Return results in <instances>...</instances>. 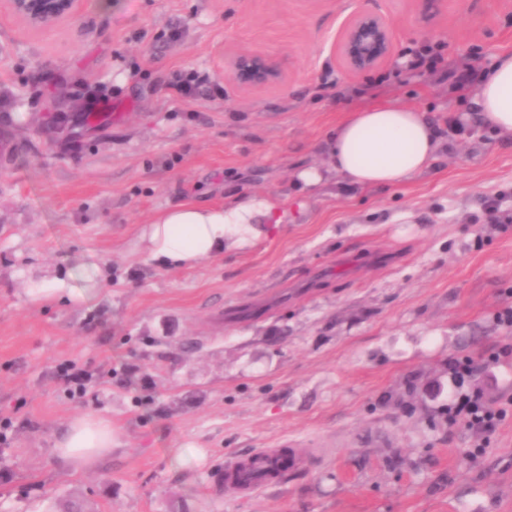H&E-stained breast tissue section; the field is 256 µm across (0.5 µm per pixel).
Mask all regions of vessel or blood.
Wrapping results in <instances>:
<instances>
[{
	"label": "vessel or blood",
	"mask_w": 512,
	"mask_h": 512,
	"mask_svg": "<svg viewBox=\"0 0 512 512\" xmlns=\"http://www.w3.org/2000/svg\"><path fill=\"white\" fill-rule=\"evenodd\" d=\"M302 456L296 453L282 454L275 448H257L245 458H233L224 468V489L228 492L251 493L276 481L282 468H298Z\"/></svg>",
	"instance_id": "b4317fda"
}]
</instances>
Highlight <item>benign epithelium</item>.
<instances>
[{
  "instance_id": "obj_1",
  "label": "benign epithelium",
  "mask_w": 512,
  "mask_h": 512,
  "mask_svg": "<svg viewBox=\"0 0 512 512\" xmlns=\"http://www.w3.org/2000/svg\"><path fill=\"white\" fill-rule=\"evenodd\" d=\"M12 12L36 27H48L73 15L78 0H9ZM334 49L350 74L359 76L394 60V32L378 14L355 11L343 23ZM232 79L244 89L279 83L282 69L273 57L257 50L239 52L230 61Z\"/></svg>"
}]
</instances>
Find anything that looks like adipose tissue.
I'll return each instance as SVG.
<instances>
[{"mask_svg":"<svg viewBox=\"0 0 512 512\" xmlns=\"http://www.w3.org/2000/svg\"><path fill=\"white\" fill-rule=\"evenodd\" d=\"M472 111L478 121L512 135V53L499 54L480 78ZM445 149V138L425 112L369 105L337 126L327 167H297L294 183L309 194L333 176L352 189L386 188L427 172ZM284 207V202L257 193H233L220 205H171L151 220L145 249L164 267H191L224 251L251 247L261 234L257 218L280 225ZM112 446L111 421L78 416L68 422L55 451L71 470L81 472L94 468Z\"/></svg>","mask_w":512,"mask_h":512,"instance_id":"adipose-tissue-1","label":"adipose tissue"}]
</instances>
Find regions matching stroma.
Here are the masks:
<instances>
[{
    "label": "stroma",
    "mask_w": 512,
    "mask_h": 512,
    "mask_svg": "<svg viewBox=\"0 0 512 512\" xmlns=\"http://www.w3.org/2000/svg\"><path fill=\"white\" fill-rule=\"evenodd\" d=\"M394 29V62L348 74L332 45L348 14ZM448 46V69L407 49ZM277 58L246 91L236 53ZM512 51V0H79L37 28L0 0V512H512V416L479 436L448 424V361L472 358L487 399L512 397V137L460 123L476 81ZM192 88V99L174 86ZM428 112L448 136L428 172L385 189L292 174L328 163L349 112ZM97 113L79 138L47 128ZM250 191L288 200L248 250L191 268L141 241L175 203ZM80 265L88 298L32 301ZM111 419L112 454L76 473L54 447L71 418ZM304 445L254 495L224 464ZM229 70L232 79L244 89L264 88L282 80V69L277 60L257 50L235 54Z\"/></svg>",
    "instance_id": "obj_1"
}]
</instances>
